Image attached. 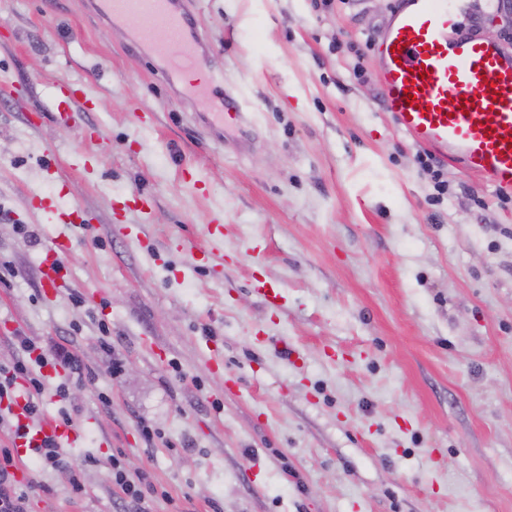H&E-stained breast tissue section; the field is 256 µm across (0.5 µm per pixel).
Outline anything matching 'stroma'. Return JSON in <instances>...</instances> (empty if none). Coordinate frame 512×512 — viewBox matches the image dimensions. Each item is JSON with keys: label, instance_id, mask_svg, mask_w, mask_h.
Listing matches in <instances>:
<instances>
[{"label": "stroma", "instance_id": "35a3bbf8", "mask_svg": "<svg viewBox=\"0 0 512 512\" xmlns=\"http://www.w3.org/2000/svg\"><path fill=\"white\" fill-rule=\"evenodd\" d=\"M398 3L188 0L250 114L219 138L136 24L0 0V366L22 335L89 373L43 370L84 490L31 456L27 512H119L116 460L166 491L150 512H512V189L450 164L430 204L373 49ZM499 16L470 0L461 26L511 51ZM60 237L71 283L49 294ZM68 246V240L63 237L55 240L53 246L47 252V257L41 270L44 288L56 290L70 279L69 271L60 259V255L68 250Z\"/></svg>", "mask_w": 512, "mask_h": 512}]
</instances>
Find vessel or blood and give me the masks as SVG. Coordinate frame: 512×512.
<instances>
[{
	"instance_id": "b4317fda",
	"label": "vessel or blood",
	"mask_w": 512,
	"mask_h": 512,
	"mask_svg": "<svg viewBox=\"0 0 512 512\" xmlns=\"http://www.w3.org/2000/svg\"><path fill=\"white\" fill-rule=\"evenodd\" d=\"M460 0H401L376 44L380 83L388 112L416 144L434 151L499 188H512V53L497 42L459 29ZM92 9L115 23L141 21L135 34L165 63L175 82L206 67L202 41L182 0H92ZM246 118L234 97L225 96L212 121ZM67 239L55 240L41 275L54 290L69 280L60 256ZM67 420L46 417L15 437L20 455L35 453L44 441L68 438Z\"/></svg>"
}]
</instances>
